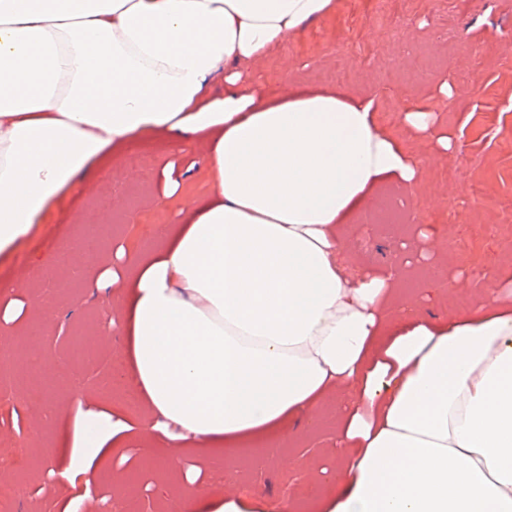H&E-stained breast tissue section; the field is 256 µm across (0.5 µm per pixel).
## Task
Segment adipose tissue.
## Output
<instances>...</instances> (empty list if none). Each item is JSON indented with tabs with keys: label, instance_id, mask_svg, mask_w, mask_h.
<instances>
[{
	"label": "adipose tissue",
	"instance_id": "ef3b65f1",
	"mask_svg": "<svg viewBox=\"0 0 512 512\" xmlns=\"http://www.w3.org/2000/svg\"><path fill=\"white\" fill-rule=\"evenodd\" d=\"M336 0H0V252L45 223L114 145L158 130L208 145L210 191L188 200L164 167L163 204L186 221L121 284L128 380L149 435L177 447L245 448L353 402L322 512H512V292L429 323L384 302L388 271L348 270L340 225L418 162L381 128L372 100L292 81L272 99L248 66ZM224 91L210 93L216 80ZM402 121L444 156L434 113ZM128 428L77 407L63 479L94 478ZM183 512H247L195 492Z\"/></svg>",
	"mask_w": 512,
	"mask_h": 512
}]
</instances>
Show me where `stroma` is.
<instances>
[{"instance_id": "1", "label": "stroma", "mask_w": 512, "mask_h": 512, "mask_svg": "<svg viewBox=\"0 0 512 512\" xmlns=\"http://www.w3.org/2000/svg\"><path fill=\"white\" fill-rule=\"evenodd\" d=\"M383 9L361 0H337L335 14L307 24L264 59L251 64V85L281 94L289 78L315 87L340 86L373 98L380 127L396 133L418 160L416 186L387 183L366 214L344 225L351 267L395 270L413 284L412 296L425 317L445 319L459 300L473 302L512 286V253L501 240L502 207L512 202V159L505 136L512 132V0H384ZM455 91L444 99L441 85ZM434 112L440 130L456 150L440 158L429 144L399 123L406 106ZM136 155L154 160L148 171L130 166ZM203 147L174 149L164 132L141 136L112 149L54 211L49 223L14 250L0 254V306L9 299L33 301L21 323L0 322V337L12 354L38 352L40 371L22 380L0 400V439L23 450L16 468H1L0 481L16 495L0 512H104L107 505L136 503L139 512H165L169 497L183 488L182 472L196 467L199 480L223 484L252 512H268L272 501L293 503L295 512H313L314 503L336 481L337 410L327 402L317 426L288 434L260 450L203 453L179 449L181 471L142 463L150 421L147 412L127 410L133 392L121 380L122 338L108 335L111 317L93 277L79 259L86 239H98L114 256L157 250L159 229L182 223L177 208L162 206L159 174L173 164L190 183L207 169ZM111 207H103V198ZM103 225L91 227L90 217ZM428 225L430 248L446 259L441 296L426 300V264L418 252L419 225ZM111 391H104V381ZM106 405L124 413L133 426L108 473L93 484L68 483L60 473L68 463L67 427L77 405ZM134 482L123 490L113 483L125 473Z\"/></svg>"}]
</instances>
